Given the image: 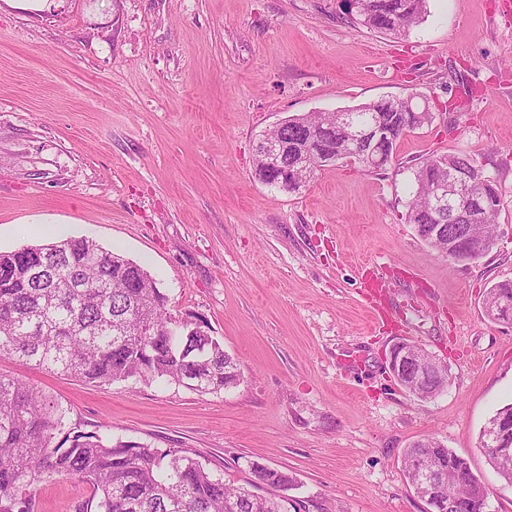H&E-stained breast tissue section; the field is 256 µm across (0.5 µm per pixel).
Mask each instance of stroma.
Masks as SVG:
<instances>
[{"instance_id": "stroma-1", "label": "stroma", "mask_w": 512, "mask_h": 512, "mask_svg": "<svg viewBox=\"0 0 512 512\" xmlns=\"http://www.w3.org/2000/svg\"><path fill=\"white\" fill-rule=\"evenodd\" d=\"M410 96L433 119L385 169L342 160L296 193L255 179L257 138L286 117ZM433 153L474 156L502 188L477 260L407 220ZM79 237L147 268L173 315L204 318L243 381L97 386L0 360L74 431L186 450L234 486L254 462L288 473L306 512H431L401 459L432 438L469 460L490 512H512L479 439L512 403V323L482 305L512 281V0H428L402 39L341 0H0V251ZM400 341L439 358L447 388L422 400L390 378ZM91 494L44 479L32 512Z\"/></svg>"}]
</instances>
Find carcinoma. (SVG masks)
Here are the masks:
<instances>
[{
    "label": "carcinoma",
    "instance_id": "cac0c4a2",
    "mask_svg": "<svg viewBox=\"0 0 512 512\" xmlns=\"http://www.w3.org/2000/svg\"><path fill=\"white\" fill-rule=\"evenodd\" d=\"M356 20L395 38L406 37L427 14V0H354ZM359 127L382 123L390 136L373 152L389 164L397 144L415 130V116L393 100L349 109ZM288 148L284 163L310 167L305 182L340 160L360 162L364 146L344 148L327 112L286 118ZM256 145L254 175L284 189L278 169L260 157ZM420 161L413 172L407 219L425 238L435 224L454 222L429 208L430 188L440 171ZM490 205L479 223L486 236L502 209L503 195L491 178L479 187ZM499 295L501 318L512 321V282L498 283L486 296ZM8 357L38 369L98 385L135 379L181 385L199 393L239 386L236 360L211 334L208 323L182 321L168 309V298L144 266L81 237L23 245L0 252V359ZM59 443H54L57 436ZM426 455L442 467L444 479L463 503L459 512H483L487 495L468 462L434 441H417L404 450L402 465L415 492L414 457ZM254 487L276 490L258 496L224 483L188 452L157 448L103 431L75 432L67 410L45 391L0 373V512H31L32 489L45 476L79 478L93 495L77 512H301L299 500L284 495L289 475L259 463L250 465Z\"/></svg>",
    "mask_w": 512,
    "mask_h": 512
}]
</instances>
